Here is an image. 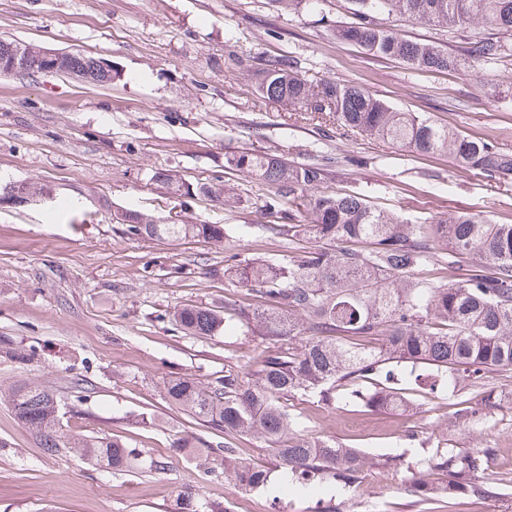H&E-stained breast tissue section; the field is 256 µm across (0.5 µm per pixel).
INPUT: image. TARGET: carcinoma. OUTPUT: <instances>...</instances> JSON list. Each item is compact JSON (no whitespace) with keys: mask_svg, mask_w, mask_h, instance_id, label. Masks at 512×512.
Listing matches in <instances>:
<instances>
[{"mask_svg":"<svg viewBox=\"0 0 512 512\" xmlns=\"http://www.w3.org/2000/svg\"><path fill=\"white\" fill-rule=\"evenodd\" d=\"M281 12L319 10L325 0H271ZM354 21L332 29L337 40L373 55L396 59L419 72L487 70L512 55V0H352ZM401 16L448 27L463 44L452 54L432 43L401 36L384 17ZM256 92L289 111L336 122V134L388 141L419 155L451 156L458 165L492 181L512 176V153L492 139H476L413 112H400L366 88L340 80L312 82L294 57L268 58L254 70ZM225 164L250 173L274 197L304 208L307 222L288 225V234L306 245L278 258H252L224 266V278L264 300L252 314L255 333L275 347L257 369L228 373L202 386L189 377L171 378L162 398L217 432L263 440L279 467L313 492L326 479L346 490L371 465L364 452L329 438H311L288 412V396H314L324 405L350 386L364 408L405 410L412 401L402 388L380 383L383 367L423 364L419 391L448 385L481 395L480 407L464 415L492 414L501 398L487 378H512V224L479 215L450 213L422 224H407L355 194L319 190L326 169L289 163L268 153L225 156ZM168 193H190L172 173L155 176ZM198 193L234 206L238 194L222 184L202 183ZM134 236L156 240L224 242L222 224H161L136 211L116 216ZM472 257L487 267L453 283L441 274ZM224 314L184 306L175 321L189 336H211L226 326ZM16 418L48 455L68 453L101 471H157L162 462L107 436L67 433L58 401L37 383L7 395ZM205 475L224 476L254 491L269 473L241 458L230 442L192 437L176 443ZM490 449L460 453L437 446L422 466L409 467V487L428 501L440 494L491 497L496 483H478ZM441 476L434 483L429 474Z\"/></svg>","mask_w":512,"mask_h":512,"instance_id":"cac0c4a2","label":"carcinoma"}]
</instances>
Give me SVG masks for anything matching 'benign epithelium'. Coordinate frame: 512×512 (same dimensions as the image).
I'll use <instances>...</instances> for the list:
<instances>
[{
  "instance_id": "1",
  "label": "benign epithelium",
  "mask_w": 512,
  "mask_h": 512,
  "mask_svg": "<svg viewBox=\"0 0 512 512\" xmlns=\"http://www.w3.org/2000/svg\"><path fill=\"white\" fill-rule=\"evenodd\" d=\"M0 45L4 46V57L9 59L10 69L16 75L62 73L74 76L84 84L95 85L97 84L98 75L112 70V66L94 57L88 58L90 66L82 70H70L67 65L71 53L67 51L47 49L18 41L7 42L3 40ZM29 203H31V198L17 191L11 185L7 186L4 193L0 195V205L3 207Z\"/></svg>"
}]
</instances>
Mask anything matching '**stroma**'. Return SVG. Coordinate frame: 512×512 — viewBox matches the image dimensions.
<instances>
[{"label": "stroma", "mask_w": 512, "mask_h": 512, "mask_svg": "<svg viewBox=\"0 0 512 512\" xmlns=\"http://www.w3.org/2000/svg\"><path fill=\"white\" fill-rule=\"evenodd\" d=\"M350 6L327 0L322 13L288 14L270 0H0V39L90 55L121 76L104 88L67 76H0V180L51 188L41 202L0 208V393L39 382L70 431L121 440L163 464L110 474L69 454L46 455L0 400V512H180L187 491L197 512H512V380L493 379L500 408L466 423L457 412L476 399L448 389L403 413L369 412L348 398L330 407L289 398L310 435L374 459L350 492L329 481L307 493L252 437L232 443L270 471L264 491L204 479L173 448L211 432L161 398L162 379L189 375L207 385L255 368L266 347L247 319L259 300L228 285L225 264L289 250L287 235L271 231L290 223L287 204H271L248 173L225 168V155L325 165L322 191L360 194L415 224L456 212L512 224V176L490 182L443 155L341 137L335 125L257 95V63L291 55L310 81L361 85L401 111L512 152V97L487 89L491 81L512 87V57L488 75L417 72L337 42L331 30L349 21ZM158 172L238 188L242 202L166 194ZM117 210L220 224L227 236L220 245L132 236L113 220ZM228 303L240 317L205 339L173 319L186 304ZM78 379L92 389L87 401L73 396ZM443 437L459 451L490 449L483 477L499 483L500 495L422 502L406 489V464ZM393 456L401 466H386Z\"/></svg>", "instance_id": "stroma-1"}]
</instances>
